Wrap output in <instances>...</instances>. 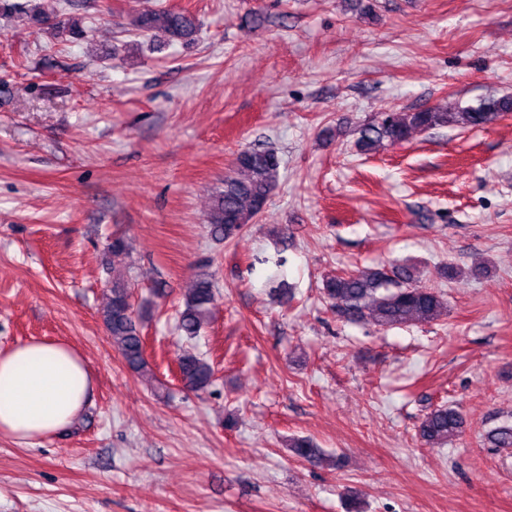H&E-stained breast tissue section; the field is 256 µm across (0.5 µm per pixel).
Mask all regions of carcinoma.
I'll list each match as a JSON object with an SVG mask.
<instances>
[{"label":"carcinoma","instance_id":"cac0c4a2","mask_svg":"<svg viewBox=\"0 0 512 512\" xmlns=\"http://www.w3.org/2000/svg\"><path fill=\"white\" fill-rule=\"evenodd\" d=\"M39 21L53 28L60 37L82 34L77 22L71 18L57 21L42 16ZM133 27L142 32L161 30L171 40H186L196 32L191 15L163 7L141 11L135 17ZM506 112H512V98H492L477 107L459 108L454 112L441 107L417 112H386L359 127L355 147L360 153L367 154L385 140H406L414 130L479 127ZM280 167L281 158L273 148H245L237 153L231 174L224 176V189L211 197L207 222L213 240L227 242L256 220L279 184ZM413 279L414 275L406 265L395 266L389 273L371 269L328 277L323 281L322 293L336 304V314L345 322L368 320L386 328L412 318L422 321L439 319L446 311L440 294L433 288L412 284ZM110 293L102 319L112 345L126 366L150 383L155 374L144 355L143 336L133 310L130 289L121 276L112 279ZM214 301L213 281L205 273L198 274L183 296V310L179 315L182 336L188 340L200 336L210 324ZM177 364L183 388L206 392L213 385L214 368L206 358L185 351L178 356ZM463 426L464 418L458 408L440 404L424 416L418 434L424 444L442 447L458 437ZM488 441L497 448H511L512 425L496 428ZM290 451L309 463L322 460L320 449L306 438L293 440Z\"/></svg>","mask_w":512,"mask_h":512}]
</instances>
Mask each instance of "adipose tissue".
<instances>
[{
    "mask_svg": "<svg viewBox=\"0 0 512 512\" xmlns=\"http://www.w3.org/2000/svg\"><path fill=\"white\" fill-rule=\"evenodd\" d=\"M92 378L61 341L32 339L0 351V436L27 444L66 429L86 405Z\"/></svg>",
    "mask_w": 512,
    "mask_h": 512,
    "instance_id": "ef3b65f1",
    "label": "adipose tissue"
}]
</instances>
